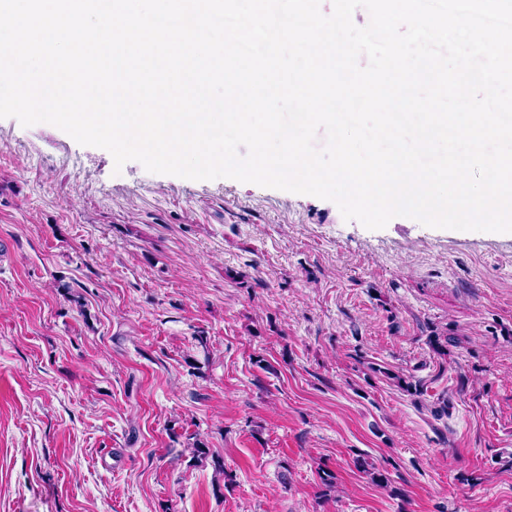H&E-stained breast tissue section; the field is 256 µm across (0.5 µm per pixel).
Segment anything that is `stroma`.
Listing matches in <instances>:
<instances>
[{
	"label": "stroma",
	"mask_w": 512,
	"mask_h": 512,
	"mask_svg": "<svg viewBox=\"0 0 512 512\" xmlns=\"http://www.w3.org/2000/svg\"><path fill=\"white\" fill-rule=\"evenodd\" d=\"M2 236L0 512H512V232L370 230L8 117Z\"/></svg>",
	"instance_id": "1"
}]
</instances>
